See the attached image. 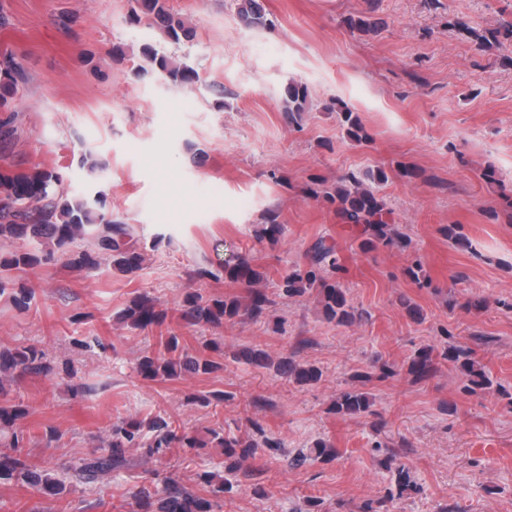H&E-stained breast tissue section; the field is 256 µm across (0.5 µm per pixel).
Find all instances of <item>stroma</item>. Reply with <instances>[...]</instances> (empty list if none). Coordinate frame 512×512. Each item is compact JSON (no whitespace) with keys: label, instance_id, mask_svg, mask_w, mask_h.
Segmentation results:
<instances>
[{"label":"stroma","instance_id":"obj_1","mask_svg":"<svg viewBox=\"0 0 512 512\" xmlns=\"http://www.w3.org/2000/svg\"><path fill=\"white\" fill-rule=\"evenodd\" d=\"M237 4L168 0L194 31L175 43L134 21L130 0H0L8 19L0 58L15 55L27 73L0 166L54 168L70 196L104 197L144 256L132 275L107 257L88 274L70 269L61 249L0 272V349L36 347L53 368L16 370L8 389L28 411L22 456L59 477L101 455L113 422L160 415L202 435L220 423L261 441L232 475L223 512H363L394 486L389 457L414 483L391 512H512V37L488 51L475 41L512 26V0H265L268 28L245 25ZM359 17L378 28H350ZM147 45L188 62L197 81L135 76ZM291 81L308 90L296 124L283 114ZM345 111L367 142L347 136ZM85 152L95 170L80 166ZM377 167L388 175L378 193L411 238L407 249L361 251L335 206L307 194L311 177L331 186ZM270 213L282 226L273 242L255 235ZM457 234L469 247L455 244ZM321 238L335 245L341 283L363 314L353 324L327 321L314 297L289 298L277 286ZM239 256L269 272L265 313L183 326L187 294L246 295L244 284L220 276ZM415 265L425 282L408 276ZM202 267L212 277H198ZM19 287L30 293L23 307L9 296ZM142 293L166 311L189 353L218 341L209 357L220 370L163 383L140 377L136 362L155 350L156 331L120 315ZM403 296L422 309V322L406 315ZM471 297L484 308H466ZM457 343L474 349L504 392L466 393L445 360L426 381L405 373L418 348ZM247 348L323 375L290 382L246 363ZM385 363L399 375L379 378ZM348 389L370 394L371 414L329 413ZM214 390L226 392L222 406L189 400ZM319 440L338 456L306 457ZM129 459L120 473L57 496L2 481L0 512H134L155 474H173L204 497L201 474L224 471L223 454L210 447L188 458L137 448Z\"/></svg>","mask_w":512,"mask_h":512}]
</instances>
